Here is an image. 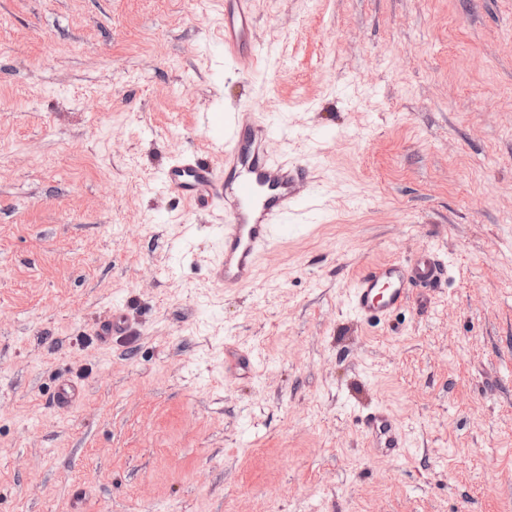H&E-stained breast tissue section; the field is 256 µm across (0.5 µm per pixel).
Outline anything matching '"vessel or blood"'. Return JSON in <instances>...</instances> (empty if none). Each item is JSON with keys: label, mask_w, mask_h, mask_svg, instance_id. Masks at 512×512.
Wrapping results in <instances>:
<instances>
[{"label": "vessel or blood", "mask_w": 512, "mask_h": 512, "mask_svg": "<svg viewBox=\"0 0 512 512\" xmlns=\"http://www.w3.org/2000/svg\"><path fill=\"white\" fill-rule=\"evenodd\" d=\"M251 6L252 0H226L224 50L234 59L249 57L255 69L266 70L275 51L250 43ZM222 129L223 168L198 152L181 150L159 171L157 188L187 204L222 208L224 227L211 262V278L216 287L240 288L254 282L261 258L319 204L317 196L307 191L309 165L273 152L265 123L247 122L239 113L228 112ZM446 274L445 262L431 249L375 265L355 279L350 307L362 319L390 317L414 289L436 287ZM363 424L375 451L406 454V439L387 408L373 410Z\"/></svg>", "instance_id": "b4317fda"}]
</instances>
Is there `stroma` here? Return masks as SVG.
I'll return each instance as SVG.
<instances>
[{"label":"stroma","instance_id":"stroma-1","mask_svg":"<svg viewBox=\"0 0 512 512\" xmlns=\"http://www.w3.org/2000/svg\"><path fill=\"white\" fill-rule=\"evenodd\" d=\"M252 39L275 69L225 57L221 0H0V512H512V0H254ZM227 112L323 203L232 290L217 208L154 187ZM425 248L440 288L358 320ZM446 274L447 265L431 249L375 265L355 279L351 310L361 319L388 318L411 298L413 288H434ZM362 421L373 442L371 449L382 454L398 456L408 452L405 436L387 408L373 410Z\"/></svg>","mask_w":512,"mask_h":512}]
</instances>
